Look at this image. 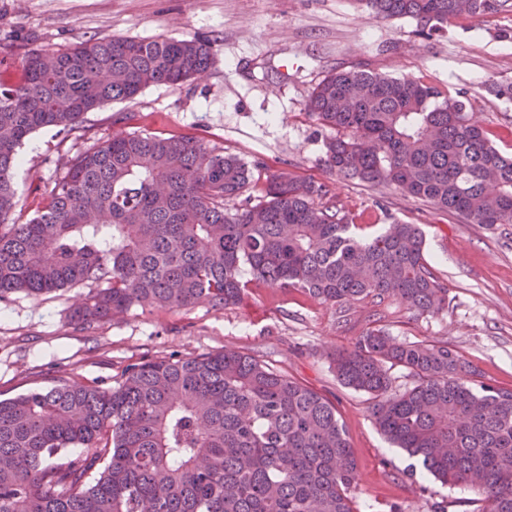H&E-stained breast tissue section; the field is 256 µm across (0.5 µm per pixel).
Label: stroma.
<instances>
[{"label":"stroma","instance_id":"stroma-1","mask_svg":"<svg viewBox=\"0 0 512 512\" xmlns=\"http://www.w3.org/2000/svg\"><path fill=\"white\" fill-rule=\"evenodd\" d=\"M107 36L207 38L214 62L178 88L151 86L135 99L88 113L78 132H34L14 171L25 222L40 210L65 164L116 135H193L260 166L243 201L257 204L272 172L326 185L360 236L391 221L418 224L428 259L448 287V309L418 316L395 302H359L346 312L296 290L253 285L242 304L139 310L86 331L70 312L88 292L78 285L0 303V397L47 388L56 378L112 382L131 363L230 347L266 361L330 400L357 459L356 512H468L473 491L448 486L390 447L375 427L367 394L345 387L329 355L372 323L400 343L443 341L483 383L512 388V224H470L429 203L355 180L337 179L325 163L330 130L304 110L329 71L364 65L415 74L465 92L476 119L512 154V100L495 96L512 82V0L449 23L424 38L408 19L375 20L356 0H0V59L14 66L31 52L65 49Z\"/></svg>","mask_w":512,"mask_h":512}]
</instances>
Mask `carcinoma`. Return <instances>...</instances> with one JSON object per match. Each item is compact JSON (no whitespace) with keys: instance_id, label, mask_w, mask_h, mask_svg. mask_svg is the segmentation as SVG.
I'll use <instances>...</instances> for the list:
<instances>
[{"instance_id":"1","label":"carcinoma","mask_w":512,"mask_h":512,"mask_svg":"<svg viewBox=\"0 0 512 512\" xmlns=\"http://www.w3.org/2000/svg\"><path fill=\"white\" fill-rule=\"evenodd\" d=\"M428 38L495 0H355ZM213 63L210 42L108 36L28 55L0 73V302L92 286L82 330L137 307L240 304L256 282L336 306L392 299L448 308L417 224L360 240L314 181L267 177L265 201L233 211L253 171L188 136H114L67 164L24 223L12 170L47 127L67 133L104 104L177 88ZM306 113L336 131L326 163L343 179L391 185L471 224H512V156L465 94L361 66L326 75ZM250 278H244L243 271ZM338 380L372 399L375 425L435 479L466 485L472 512H512V389L487 386L446 342L394 343L371 327L336 351ZM402 368L414 384L394 389ZM70 448L81 452L68 456ZM357 461L336 406L235 349L127 366L114 384L57 379L0 398V512H355Z\"/></svg>"}]
</instances>
